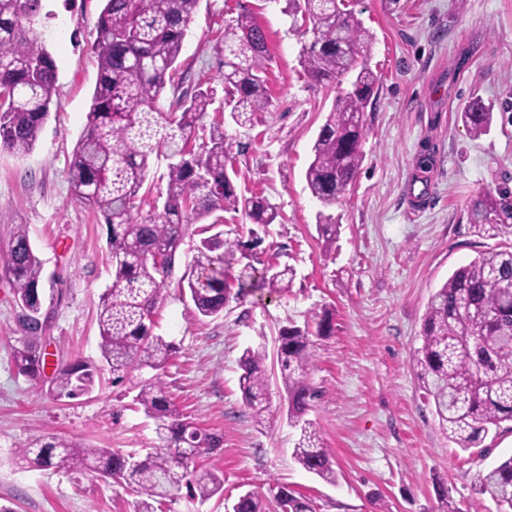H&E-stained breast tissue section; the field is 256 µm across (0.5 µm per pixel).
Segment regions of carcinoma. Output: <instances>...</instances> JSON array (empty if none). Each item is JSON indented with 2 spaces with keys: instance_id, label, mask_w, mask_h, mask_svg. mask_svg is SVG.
Returning <instances> with one entry per match:
<instances>
[{
  "instance_id": "1",
  "label": "carcinoma",
  "mask_w": 512,
  "mask_h": 512,
  "mask_svg": "<svg viewBox=\"0 0 512 512\" xmlns=\"http://www.w3.org/2000/svg\"><path fill=\"white\" fill-rule=\"evenodd\" d=\"M200 0H103L93 51L98 77L88 123L70 166L75 200L96 210L107 226L112 281L97 312L102 363L119 382L131 371L160 370L176 354L174 345L154 334L155 317L164 299L176 253L189 225L228 210L251 224H272L278 208L258 194L237 196L228 169L224 131L215 128L209 142L194 147L192 134L203 126L214 104V90L201 76L193 89L183 88L177 60ZM292 27L303 39L301 58L317 85L342 84L355 73L350 88L337 91L332 108L312 147L305 171L311 195L323 206L336 204L364 161V114L372 104L377 75L368 64L371 36L338 0H288ZM46 22L43 0H0V149L18 156L30 153L50 112L58 66L43 31L31 17ZM229 89L224 107L245 125L271 107L266 79L260 75L269 58L268 39L252 14L242 11L224 27L215 46ZM172 90L168 110L161 100ZM493 113L474 102L462 119L477 139L487 132ZM170 159L168 191L162 204L142 214L140 195L153 160ZM317 230L326 242L336 240L339 225L319 213ZM472 223L482 227L512 220V193L487 191L474 208ZM240 240L219 231L199 240L182 286L202 318L224 312L229 297L240 299L261 288H290L295 272L268 262L259 279L244 270L229 282L228 270L242 251ZM4 273L22 308L16 318L21 336L13 347L18 373L37 378L42 365L37 288L43 262L31 244L26 225L10 233ZM421 347L413 367L448 440L467 450L490 430L512 421V249L478 254L454 270L430 297L421 328ZM309 330L281 331L276 351L287 396L289 422L297 429L292 457L304 470L336 483L329 449L312 422L305 419L318 397L307 379L312 364ZM265 349L246 348L240 359L239 388L259 427L269 409ZM99 367L80 361L61 365L49 391L74 399L90 392ZM155 420L160 444L145 455L66 440L54 434L21 444L17 458L55 471L85 468L126 484L136 495L135 512H162L181 491L204 503L224 496V474L202 464L219 447L220 438L180 413L159 381L141 385L136 396ZM478 494L489 496L498 512H512V455L480 476ZM280 512H314L308 499L281 487L274 495ZM231 512H267L251 491L237 497Z\"/></svg>"
}]
</instances>
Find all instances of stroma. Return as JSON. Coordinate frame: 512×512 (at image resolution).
Returning <instances> with one entry per match:
<instances>
[{
  "instance_id": "stroma-1",
  "label": "stroma",
  "mask_w": 512,
  "mask_h": 512,
  "mask_svg": "<svg viewBox=\"0 0 512 512\" xmlns=\"http://www.w3.org/2000/svg\"><path fill=\"white\" fill-rule=\"evenodd\" d=\"M103 0H47L46 45L58 65L51 113L32 152L0 151V258L11 228L26 225L44 265L41 340L44 374L82 360L99 365L98 304L110 282L106 226L75 201L69 168L97 80L91 50ZM286 0H200L179 59L186 84L207 74L222 89L215 51L225 24L242 10L268 36L266 71L273 105L253 126L209 111L195 139L220 126L234 157L236 184L267 197L275 223H242L257 235L261 260L277 255L296 272L291 288L230 300L202 319L177 286L192 255L180 249L154 332L176 354L161 371L135 370L113 384L101 367L92 391L59 399L19 375L12 360L18 306L0 274V507L5 512H133L125 485L84 470L22 465L17 445L52 433L99 448L146 452L158 443L153 419L134 401L141 384L160 378L172 402L223 443L207 463L224 473L223 499L179 498L170 512H225L252 491L272 502L284 485L315 512H497L478 494V475L512 455L501 427L461 450L439 427L412 363L432 293L478 253L512 247V229L475 228L472 205L488 191L512 192V0H350L372 34L369 63L380 77L366 112L365 160L329 212L340 224L333 244L319 237L323 209L306 186L311 147L336 96L306 75L303 41L284 12ZM491 106L489 132L471 138L459 113L473 99ZM430 156L428 173L418 165ZM332 314L335 332L311 336L309 381L321 390L307 413L337 473L327 483L292 458L296 430L276 364L266 428H257L239 389L244 349L274 352L282 328H315Z\"/></svg>"
}]
</instances>
